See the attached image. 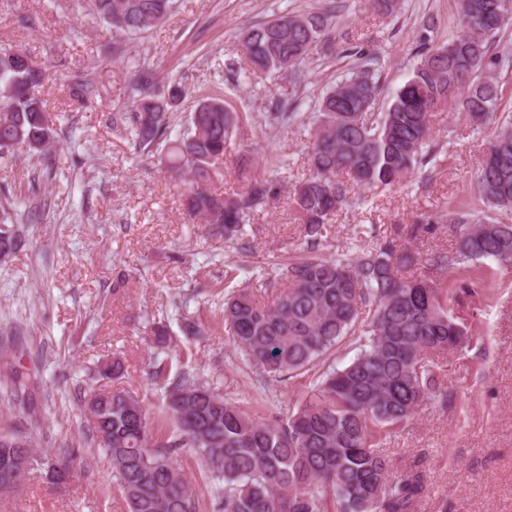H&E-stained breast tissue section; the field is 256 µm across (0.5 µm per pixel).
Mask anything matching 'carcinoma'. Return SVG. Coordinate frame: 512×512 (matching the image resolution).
<instances>
[{"label":"carcinoma","mask_w":512,"mask_h":512,"mask_svg":"<svg viewBox=\"0 0 512 512\" xmlns=\"http://www.w3.org/2000/svg\"><path fill=\"white\" fill-rule=\"evenodd\" d=\"M178 0H87L88 8L113 32L112 53L165 22ZM334 0L303 12L276 15L241 29L238 46L248 66L270 77L286 76L297 87L303 67L316 54L336 56ZM417 63L407 80L377 111L384 86L377 62L352 47L355 64L321 97L300 111L302 98L279 101L264 115L271 128H304L309 136L311 175L294 187L292 204L303 224L307 255L276 263L262 272L276 291L260 304L244 288L224 300V322L249 366L265 383L307 373L325 363L346 337L357 353L341 368L328 366L304 400L283 418L263 420L219 394L207 382L183 372L169 378L158 362L153 375L166 381L167 410L180 432L173 445L150 442L141 401L122 391L96 398L93 436L106 451L116 485L129 512H200L195 490L177 465L189 448L214 488L216 512H415L426 484L411 468L391 477L383 442L424 408H443L448 391L439 384L440 360L462 347L468 330L454 318L448 269L482 259L512 262V114L502 108L500 75L512 68V44H501L512 28V0H458L455 33L433 43L435 18L420 25ZM26 52L0 47V161L22 150L46 156L59 139L58 126L36 93L46 69ZM156 75L135 67L129 102L112 124L122 127L141 152L167 148L165 166L183 178V206L206 224L224 228V239L239 240L275 196V186L257 175L240 191L215 193L210 183L224 162L226 144L240 121L218 97L202 99L183 132H173L169 109L186 96L172 82L162 97L152 94ZM464 113L490 140L472 181L479 210L457 206L449 214L424 217L409 235L445 218L459 227L455 249L424 259L393 241L354 256H324L331 216L348 205L340 176L365 191L385 190L422 173L440 153L433 113ZM18 204L0 200V254L11 256L22 243L13 217ZM425 263L416 278L401 269ZM373 307L366 324L362 310ZM31 456L57 483L55 465L38 461L26 438L0 435V493L17 487L25 470L14 459Z\"/></svg>","instance_id":"carcinoma-1"}]
</instances>
